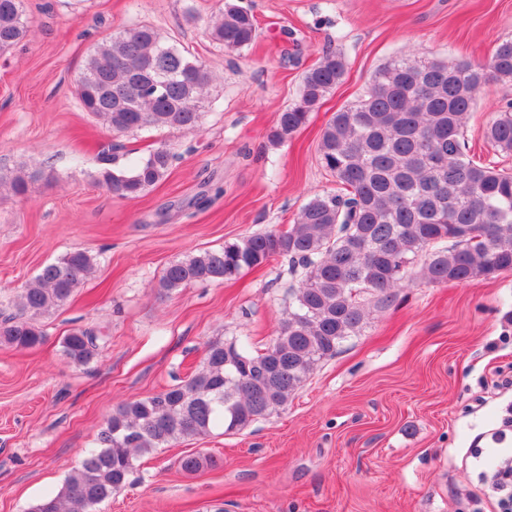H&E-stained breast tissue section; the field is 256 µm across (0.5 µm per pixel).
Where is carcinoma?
Instances as JSON below:
<instances>
[{
	"label": "carcinoma",
	"instance_id": "obj_1",
	"mask_svg": "<svg viewBox=\"0 0 512 512\" xmlns=\"http://www.w3.org/2000/svg\"><path fill=\"white\" fill-rule=\"evenodd\" d=\"M24 0H0V52L30 32ZM258 24L246 8L224 0L209 29L228 51L250 47ZM345 61L328 50L303 78L299 99L277 116L270 133L282 142L342 82ZM213 75L152 25L132 22L97 44L76 80L85 111L107 129L193 131ZM512 82V39L484 62L424 61L406 55L380 66L363 94L323 127L317 154L339 188L311 197L286 232L243 237L170 263L159 280L168 294L191 284L232 280L242 271L286 256L301 277L277 336L264 348L245 338L206 345L201 370L180 383L118 405L62 490L30 512H96L124 490L139 457L173 442L236 432L284 408L314 370L361 333L368 305L396 299L409 267L424 253L422 278L433 284L512 271V173L475 160L464 128L489 82ZM491 147L512 152V111L485 130ZM164 146L103 185L135 200L168 172ZM43 173L24 166L0 176L22 195ZM96 258L76 249L46 265L16 296V313L0 318V345L33 348L44 341L39 317L70 301L95 272ZM94 332L76 328L62 340L74 366L99 348Z\"/></svg>",
	"mask_w": 512,
	"mask_h": 512
}]
</instances>
